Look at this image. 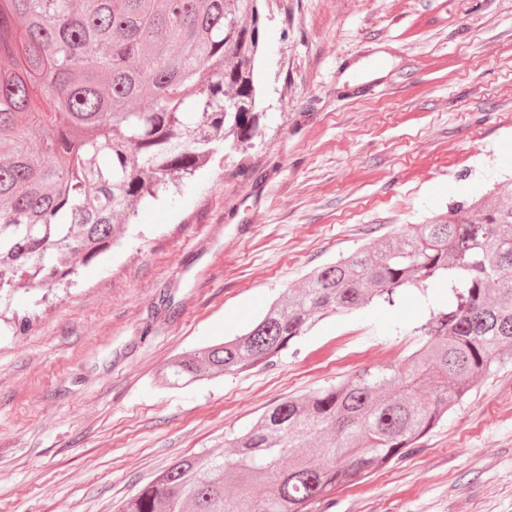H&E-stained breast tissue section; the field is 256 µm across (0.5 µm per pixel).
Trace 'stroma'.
Listing matches in <instances>:
<instances>
[{"label": "stroma", "instance_id": "obj_1", "mask_svg": "<svg viewBox=\"0 0 512 512\" xmlns=\"http://www.w3.org/2000/svg\"><path fill=\"white\" fill-rule=\"evenodd\" d=\"M264 14L257 136L140 211L74 285L19 289L0 313V512H113L176 461L223 453L271 403L401 362L428 314L414 289L320 322L273 367L157 381L312 268L488 185L512 191V0H269ZM375 57L386 66L368 71ZM365 76L374 96H337ZM333 501L512 512V361Z\"/></svg>", "mask_w": 512, "mask_h": 512}]
</instances>
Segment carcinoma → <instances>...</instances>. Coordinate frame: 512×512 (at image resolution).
<instances>
[{
  "label": "carcinoma",
  "mask_w": 512,
  "mask_h": 512,
  "mask_svg": "<svg viewBox=\"0 0 512 512\" xmlns=\"http://www.w3.org/2000/svg\"><path fill=\"white\" fill-rule=\"evenodd\" d=\"M261 2L0 0V307L19 281L72 284L119 244L116 219L258 134ZM410 286L445 298L406 365L269 406L223 454L176 462L117 512H314L413 453L476 377L512 360V195L490 188L315 269L243 334L175 360L165 383L268 365L320 320Z\"/></svg>",
  "instance_id": "cac0c4a2"
}]
</instances>
